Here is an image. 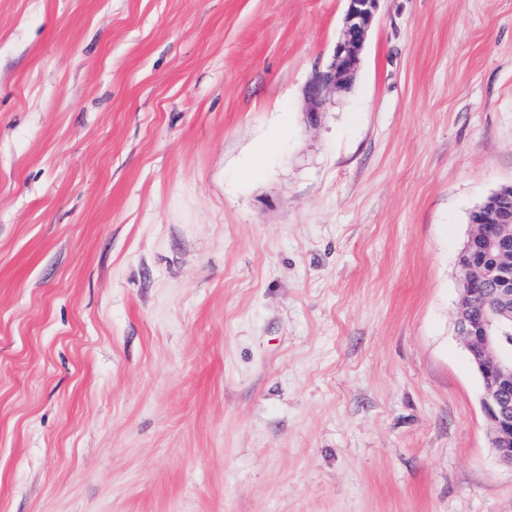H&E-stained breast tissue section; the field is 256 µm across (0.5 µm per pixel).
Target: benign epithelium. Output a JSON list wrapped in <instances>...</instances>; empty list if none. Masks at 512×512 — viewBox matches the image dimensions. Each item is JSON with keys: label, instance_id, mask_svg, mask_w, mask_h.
<instances>
[{"label": "benign epithelium", "instance_id": "benign-epithelium-1", "mask_svg": "<svg viewBox=\"0 0 512 512\" xmlns=\"http://www.w3.org/2000/svg\"><path fill=\"white\" fill-rule=\"evenodd\" d=\"M343 27L331 63L315 73L305 95L310 115L317 116L328 97L355 81L367 34L379 0H346ZM473 228L463 248L457 330L482 384V407L492 429L499 460L512 466V314L501 301L512 299V264L494 266L496 288L488 295V267L481 257L497 250L512 252V187L491 194L472 214Z\"/></svg>", "mask_w": 512, "mask_h": 512}]
</instances>
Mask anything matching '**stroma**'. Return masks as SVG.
Segmentation results:
<instances>
[{
	"label": "stroma",
	"instance_id": "stroma-1",
	"mask_svg": "<svg viewBox=\"0 0 512 512\" xmlns=\"http://www.w3.org/2000/svg\"><path fill=\"white\" fill-rule=\"evenodd\" d=\"M0 0V512H512L456 327L512 0ZM343 27L336 39L331 63L308 83L305 95L311 117H316L332 93L348 90L355 81L367 34L380 0H345Z\"/></svg>",
	"mask_w": 512,
	"mask_h": 512
}]
</instances>
